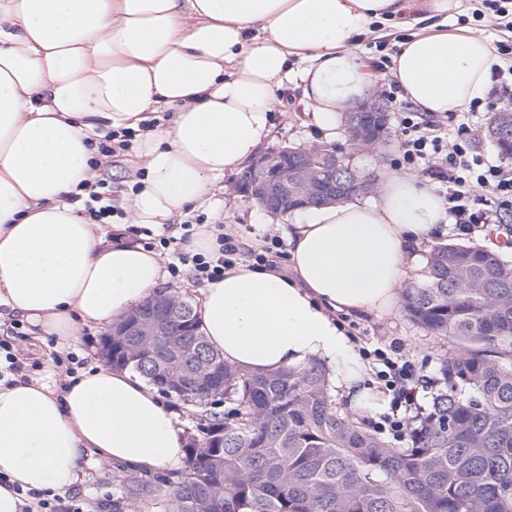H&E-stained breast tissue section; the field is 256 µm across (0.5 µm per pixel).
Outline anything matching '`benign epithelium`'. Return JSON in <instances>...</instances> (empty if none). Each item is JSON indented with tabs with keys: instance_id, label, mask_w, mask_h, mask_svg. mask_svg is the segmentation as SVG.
<instances>
[{
	"instance_id": "1",
	"label": "benign epithelium",
	"mask_w": 512,
	"mask_h": 512,
	"mask_svg": "<svg viewBox=\"0 0 512 512\" xmlns=\"http://www.w3.org/2000/svg\"><path fill=\"white\" fill-rule=\"evenodd\" d=\"M358 130H384L388 126L390 106L382 99L375 97L366 99L350 109ZM492 138L502 143L512 139V113H498L494 124ZM336 147L325 143L314 147L293 146L261 157L249 166L253 178L247 186H236L234 191L244 194L248 199L258 203L272 214L283 211L291 212L318 204L336 202V196L345 195L354 198L364 188V180L343 177L345 167ZM146 313L136 323L122 331L112 329L105 336L102 354L107 361H112V337H123V343L132 348L131 360L139 361L146 349L148 341L158 336L169 335L170 328L179 324L183 327L191 325V310L185 304H173L169 301L168 292L157 291L144 305ZM193 380L199 387L212 389V384L219 379L216 362L209 363V373L203 376L193 371L179 374H156L158 384L168 389H178L186 380Z\"/></svg>"
}]
</instances>
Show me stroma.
Returning a JSON list of instances; mask_svg holds the SVG:
<instances>
[{
  "label": "stroma",
  "instance_id": "stroma-1",
  "mask_svg": "<svg viewBox=\"0 0 512 512\" xmlns=\"http://www.w3.org/2000/svg\"><path fill=\"white\" fill-rule=\"evenodd\" d=\"M279 104L275 112V126L271 138L263 145V152H271L283 146L313 145L329 143L346 154L351 164L364 173L373 174L376 180H383L386 173L394 171L399 156L400 129L392 127L388 142L377 152L350 149L344 125H337L333 134L319 130L310 124L301 92L286 87L277 93ZM238 175L224 179V190L220 197L224 206L219 213L196 210L184 216L187 224H220L231 236L234 243L243 250L268 251L270 260L277 268H285L288 245L283 241V230L294 223V215L255 216V202L236 193ZM342 324L358 346L366 364L364 384L376 399L370 416L372 425L382 423L391 412L392 394L379 377L380 364L375 357L376 350H389L391 345L402 348L404 359L412 363L415 370L413 386L421 407H428L436 390V376L442 359L455 350L452 339H437L412 323L401 310L385 315L364 314L343 318ZM88 480L76 488L87 512H112V494L117 491L125 475L115 463L98 460L88 455Z\"/></svg>",
  "mask_w": 512,
  "mask_h": 512
}]
</instances>
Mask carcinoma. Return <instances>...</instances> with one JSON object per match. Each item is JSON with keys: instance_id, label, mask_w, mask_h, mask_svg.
<instances>
[{"instance_id": "1", "label": "carcinoma", "mask_w": 512, "mask_h": 512, "mask_svg": "<svg viewBox=\"0 0 512 512\" xmlns=\"http://www.w3.org/2000/svg\"><path fill=\"white\" fill-rule=\"evenodd\" d=\"M406 316L452 338L440 387L403 446L339 411L325 365L313 359L260 374L213 349L192 312L183 337L195 366L215 360L223 386L211 397L161 390L211 420L186 448L177 476L133 477L112 512H138L166 487L159 512H512V263L466 243H440L428 280L402 291ZM163 354L118 364L149 379ZM236 405L218 421L211 405Z\"/></svg>"}]
</instances>
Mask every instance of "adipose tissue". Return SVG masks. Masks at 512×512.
I'll return each mask as SVG.
<instances>
[{"label":"adipose tissue","instance_id":"1","mask_svg":"<svg viewBox=\"0 0 512 512\" xmlns=\"http://www.w3.org/2000/svg\"><path fill=\"white\" fill-rule=\"evenodd\" d=\"M407 18L392 75L420 111L486 98L495 48L437 17ZM406 0H0V311L31 336L62 343L119 322L168 272L127 231L162 233L188 209L219 210L215 185L273 130L275 91L296 81L312 123L333 131L376 74L355 44ZM301 69H292V61ZM173 112L144 128L148 113ZM137 133L138 187L104 231L82 212L92 138ZM442 200L412 174H388L376 197L302 212L288 232L291 274L235 264L206 283L209 344L266 373L317 358L350 410L373 405L365 367L337 314L391 313L419 267L414 246L445 230ZM146 470L181 463L180 430L156 389L102 366L61 390L0 381V512L19 490L62 495L86 474L83 452Z\"/></svg>","mask_w":512,"mask_h":512}]
</instances>
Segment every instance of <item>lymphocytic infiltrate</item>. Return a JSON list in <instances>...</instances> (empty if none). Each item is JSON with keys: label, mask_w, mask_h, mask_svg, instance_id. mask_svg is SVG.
I'll list each match as a JSON object with an SVG mask.
<instances>
[{"label": "lymphocytic infiltrate", "mask_w": 512, "mask_h": 512, "mask_svg": "<svg viewBox=\"0 0 512 512\" xmlns=\"http://www.w3.org/2000/svg\"><path fill=\"white\" fill-rule=\"evenodd\" d=\"M481 2L483 9L474 12V19L488 20L492 26L509 31L510 36L496 44L501 63L493 67L491 79L498 98L485 103L472 101L468 106L472 112L512 104V0ZM399 125V165H421L431 172L448 205L450 223L466 234L490 232L512 214V166L486 162L477 152L479 126L462 122L452 130L441 115L414 111L401 113ZM192 242V231H185L173 254L180 264L191 267L201 283L223 279L225 270L242 257L239 247L221 234L216 237L218 251L211 255L194 251ZM378 359L383 365L379 375L393 393L394 408H415V392L408 386L413 378L411 363L383 352Z\"/></svg>", "instance_id": "f902f5d3"}]
</instances>
